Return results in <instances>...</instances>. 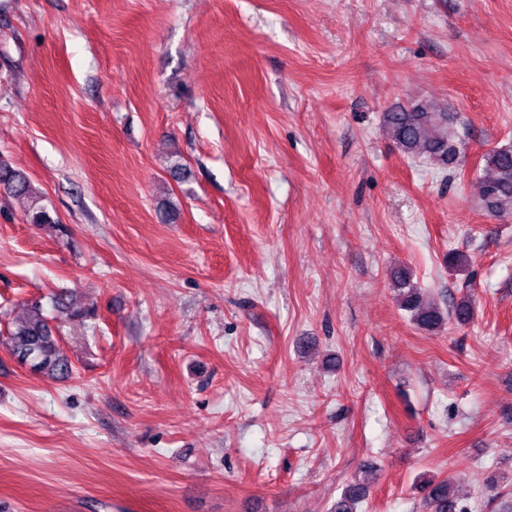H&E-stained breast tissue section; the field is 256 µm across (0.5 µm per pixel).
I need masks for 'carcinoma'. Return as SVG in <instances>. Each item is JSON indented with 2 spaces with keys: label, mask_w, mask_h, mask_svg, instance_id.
Listing matches in <instances>:
<instances>
[{
  "label": "carcinoma",
  "mask_w": 512,
  "mask_h": 512,
  "mask_svg": "<svg viewBox=\"0 0 512 512\" xmlns=\"http://www.w3.org/2000/svg\"><path fill=\"white\" fill-rule=\"evenodd\" d=\"M452 120L453 116L447 112L416 104L385 113L383 123L393 142L404 153L422 155L438 164H450L459 154L457 135L451 129ZM0 185L15 196L34 197L30 181L2 162ZM479 187L481 200L491 215L512 214L511 148L494 149L485 154ZM29 222L53 224L55 219L45 206L33 200ZM395 282L400 307L410 313L411 321L422 330L434 332L450 321L466 325L474 316L476 300L471 294L452 300L445 312L439 306L426 302L421 289L410 283L407 274L396 273ZM51 302L58 312L73 319L86 315L70 291L53 295ZM6 349L19 361L28 363L35 373L57 379L72 375L71 363L38 302L32 304L26 319L15 321L7 328ZM420 483L425 490L424 506L429 512H470V508L454 494L453 481L422 477ZM369 491L370 486L365 481L354 480L336 499L332 512H358Z\"/></svg>",
  "instance_id": "cac0c4a2"
}]
</instances>
